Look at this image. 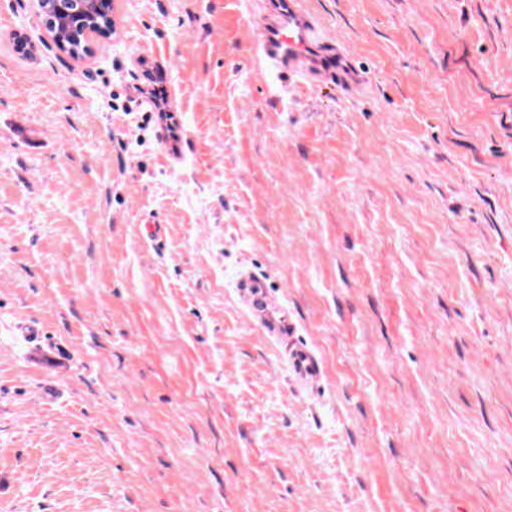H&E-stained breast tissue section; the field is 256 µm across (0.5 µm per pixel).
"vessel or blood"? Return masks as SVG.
<instances>
[{
	"label": "vessel or blood",
	"mask_w": 512,
	"mask_h": 512,
	"mask_svg": "<svg viewBox=\"0 0 512 512\" xmlns=\"http://www.w3.org/2000/svg\"><path fill=\"white\" fill-rule=\"evenodd\" d=\"M255 64L261 76L280 81L314 75L351 87L359 80L348 55L317 39L315 21L304 0H265ZM135 102L152 121L155 139L162 146L169 165L185 163L188 150L184 119L182 113L177 112L173 99H166L159 107L150 94L142 93L136 96ZM237 291L248 314L269 337L283 345L292 375L305 383L317 380L321 365L316 353L297 338L296 324L270 295L264 280L253 274L244 276L237 282Z\"/></svg>",
	"instance_id": "b4317fda"
}]
</instances>
